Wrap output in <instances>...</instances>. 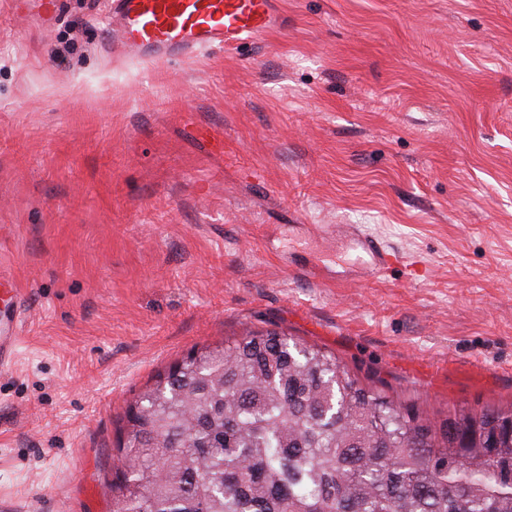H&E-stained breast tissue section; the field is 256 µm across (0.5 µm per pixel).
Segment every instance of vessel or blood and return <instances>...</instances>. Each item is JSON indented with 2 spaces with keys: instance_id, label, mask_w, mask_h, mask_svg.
<instances>
[{
  "instance_id": "b4317fda",
  "label": "vessel or blood",
  "mask_w": 512,
  "mask_h": 512,
  "mask_svg": "<svg viewBox=\"0 0 512 512\" xmlns=\"http://www.w3.org/2000/svg\"><path fill=\"white\" fill-rule=\"evenodd\" d=\"M278 0H112V53L139 62L193 58L213 47L236 48L278 23ZM11 313L0 315V370L18 354V326L28 306L13 288Z\"/></svg>"
}]
</instances>
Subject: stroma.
Wrapping results in <instances>:
<instances>
[{
  "instance_id": "35a3bbf8",
  "label": "stroma",
  "mask_w": 512,
  "mask_h": 512,
  "mask_svg": "<svg viewBox=\"0 0 512 512\" xmlns=\"http://www.w3.org/2000/svg\"><path fill=\"white\" fill-rule=\"evenodd\" d=\"M42 3L0 0V512H117L128 404L249 332L436 418L512 405V0H280L186 63ZM10 288H3L12 293L15 298L12 313L1 314L0 318V370L9 367L18 354L21 343V336L18 333V326L28 306L27 298L21 288H17L11 280L7 282Z\"/></svg>"
}]
</instances>
